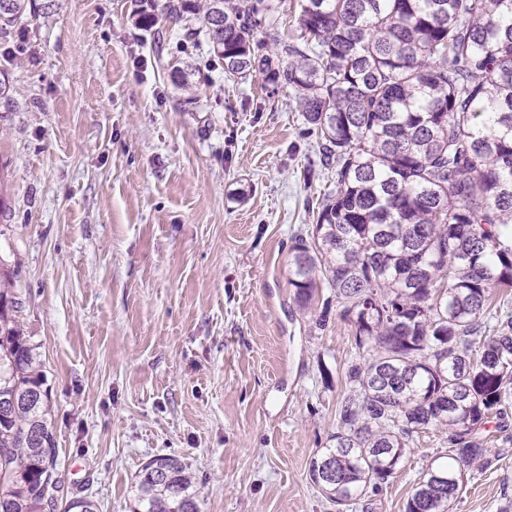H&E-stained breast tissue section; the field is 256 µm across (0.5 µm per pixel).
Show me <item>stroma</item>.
Masks as SVG:
<instances>
[{"instance_id":"35a3bbf8","label":"stroma","mask_w":512,"mask_h":512,"mask_svg":"<svg viewBox=\"0 0 512 512\" xmlns=\"http://www.w3.org/2000/svg\"><path fill=\"white\" fill-rule=\"evenodd\" d=\"M131 11L33 0L0 34V267L43 364L60 497L131 512L141 466L170 455L201 512H405L446 430L343 508L308 475L359 354L341 305L316 328L288 283L334 187L294 93L227 78L186 24ZM487 433L492 463L451 512L512 500V414Z\"/></svg>"}]
</instances>
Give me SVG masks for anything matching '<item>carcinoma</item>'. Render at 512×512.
Listing matches in <instances>:
<instances>
[{"mask_svg":"<svg viewBox=\"0 0 512 512\" xmlns=\"http://www.w3.org/2000/svg\"><path fill=\"white\" fill-rule=\"evenodd\" d=\"M26 0L0 9V33ZM274 0H135L144 28L189 16L224 73L286 87L321 165L335 170L311 234L294 238L288 282L301 308L319 290L352 318L362 361L336 432L308 467L337 506L378 490L428 429L448 456L418 478L406 512H449L467 472L490 463L488 419L512 405V320L481 319L512 288V0H300V36H271ZM0 275V512H47L55 468L49 396ZM133 512H200L174 456L136 475Z\"/></svg>","mask_w":512,"mask_h":512,"instance_id":"obj_1","label":"carcinoma"}]
</instances>
